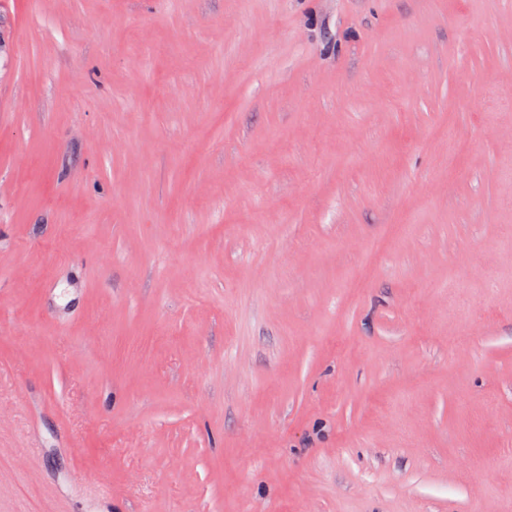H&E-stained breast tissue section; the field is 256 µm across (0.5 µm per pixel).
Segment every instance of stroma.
<instances>
[{
  "instance_id": "35a3bbf8",
  "label": "stroma",
  "mask_w": 512,
  "mask_h": 512,
  "mask_svg": "<svg viewBox=\"0 0 512 512\" xmlns=\"http://www.w3.org/2000/svg\"><path fill=\"white\" fill-rule=\"evenodd\" d=\"M99 481L512 512V0H0V512Z\"/></svg>"
}]
</instances>
